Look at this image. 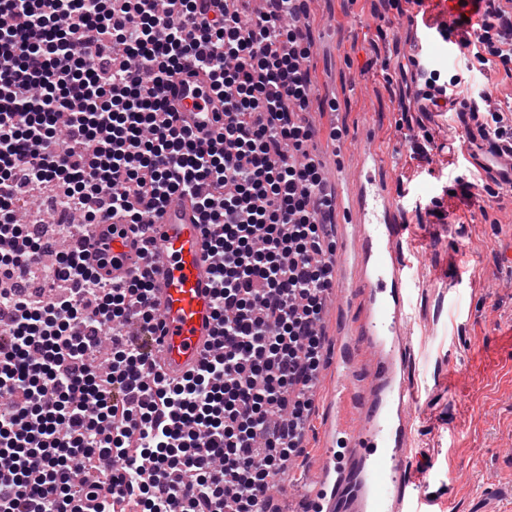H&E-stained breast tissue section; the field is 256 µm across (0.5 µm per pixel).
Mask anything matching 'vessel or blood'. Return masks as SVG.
I'll return each instance as SVG.
<instances>
[{
	"instance_id": "b4317fda",
	"label": "vessel or blood",
	"mask_w": 512,
	"mask_h": 512,
	"mask_svg": "<svg viewBox=\"0 0 512 512\" xmlns=\"http://www.w3.org/2000/svg\"><path fill=\"white\" fill-rule=\"evenodd\" d=\"M170 101L179 112L223 109L202 73L192 84L176 85ZM341 207L350 216V230L336 262L360 272L366 308L356 333L363 341H344L336 354L334 384L326 394L336 419L326 430L337 448L325 457L302 512H406L401 491L414 394L403 376L409 283L396 252L403 211L374 149L362 154ZM154 222L152 308L159 330L153 354L158 369L178 381L200 366L217 335L214 260L204 245L195 197L173 200ZM86 239L92 251L112 257L100 272L112 282L129 280L144 265L142 244L132 231L91 224Z\"/></svg>"
}]
</instances>
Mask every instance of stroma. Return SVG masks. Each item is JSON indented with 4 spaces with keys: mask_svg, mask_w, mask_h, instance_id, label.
Segmentation results:
<instances>
[{
    "mask_svg": "<svg viewBox=\"0 0 512 512\" xmlns=\"http://www.w3.org/2000/svg\"><path fill=\"white\" fill-rule=\"evenodd\" d=\"M379 12L373 0H310L311 76L304 119L310 145L333 186L350 179L370 133L393 194L405 207L401 256L417 282L406 324V377L418 399L409 412L405 498L423 512H512V184L484 164L479 135L491 114L434 118L426 128L441 152L433 162L400 128L402 99L416 97L412 54L424 25L446 29L432 48L440 83L455 98L491 95L512 113V75L484 62L461 39L474 33L446 0ZM474 190H466L467 182ZM325 416L314 404L292 484L316 479Z\"/></svg>",
    "mask_w": 512,
    "mask_h": 512,
    "instance_id": "obj_1",
    "label": "stroma"
}]
</instances>
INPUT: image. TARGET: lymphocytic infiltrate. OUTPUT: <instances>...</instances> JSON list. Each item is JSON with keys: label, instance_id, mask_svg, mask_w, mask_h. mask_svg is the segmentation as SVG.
I'll return each mask as SVG.
<instances>
[{"label": "lymphocytic infiltrate", "instance_id": "1", "mask_svg": "<svg viewBox=\"0 0 512 512\" xmlns=\"http://www.w3.org/2000/svg\"><path fill=\"white\" fill-rule=\"evenodd\" d=\"M250 2L0 0V512H261L300 453L333 201L307 151L316 131L295 119L305 0ZM483 16L476 47L511 62L512 10L484 0ZM201 72L223 111H172L174 80ZM45 183L82 218L56 253L16 214ZM184 194L219 258L223 331L174 382L149 361L152 268L112 283L81 239L118 215L151 242L153 215Z\"/></svg>", "mask_w": 512, "mask_h": 512}]
</instances>
